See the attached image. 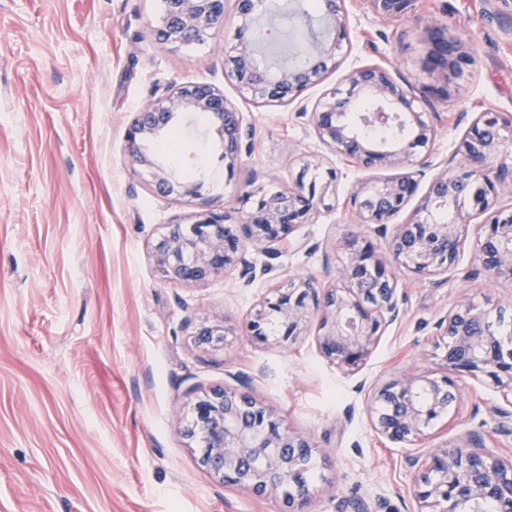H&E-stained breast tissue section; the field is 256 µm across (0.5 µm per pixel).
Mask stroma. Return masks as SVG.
<instances>
[{
	"instance_id": "obj_1",
	"label": "stroma",
	"mask_w": 512,
	"mask_h": 512,
	"mask_svg": "<svg viewBox=\"0 0 512 512\" xmlns=\"http://www.w3.org/2000/svg\"><path fill=\"white\" fill-rule=\"evenodd\" d=\"M307 0H265L259 30L289 33ZM414 11L453 25L477 64L448 100L432 101L433 162L455 149L481 113L512 116V0H415ZM162 0H0V512H288L282 496H257L219 482L182 435L196 392L253 379V394L284 426L319 450L307 512H347L364 500L376 512H417L418 470L408 463L470 432L512 458L502 431L501 393L462 378L460 398L419 441L378 435L367 412L374 387L404 375L440 376L434 324L462 302L512 317V280L488 277L474 260L484 215L472 214L457 265L421 279L392 266L401 314L356 374L323 356L317 322L297 342L252 341L244 324L273 288L292 277L339 283L345 235L384 252L385 238L350 202L363 171L316 137L308 112L359 67L387 68L421 87L425 55L410 18L376 15L347 0L344 58L292 104H257L224 76L238 26L224 0L223 28L176 45L151 34ZM206 83L242 112L253 136L226 170L214 120L184 114L180 177L204 170L202 195L157 194L132 165L128 132L137 109L168 86ZM334 169L338 205L298 226L278 259L249 247L256 278L230 271L201 284L164 281L151 242L172 222L228 212L244 221L242 190L291 187L304 161ZM227 327L223 347L193 342L204 325Z\"/></svg>"
}]
</instances>
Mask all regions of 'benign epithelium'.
Here are the masks:
<instances>
[{
	"instance_id": "benign-epithelium-1",
	"label": "benign epithelium",
	"mask_w": 512,
	"mask_h": 512,
	"mask_svg": "<svg viewBox=\"0 0 512 512\" xmlns=\"http://www.w3.org/2000/svg\"><path fill=\"white\" fill-rule=\"evenodd\" d=\"M380 16L412 15L418 38L427 45L422 69L435 78L414 90L393 79L380 66L352 71L342 87L323 94L310 120L316 136L337 156L362 169L395 167L403 173L379 184L361 183L351 193L361 223L385 226L408 204L417 178L425 177L418 158L431 154L436 132L424 119L418 102L446 100L458 82L477 63L473 46L437 19L412 13L414 0H366ZM163 16L151 29L160 41L185 43L199 39L224 22V0H163ZM240 21L237 42L225 55V74L241 95L255 102L291 104L303 90L323 82L340 64L345 39L346 0H322L325 33L311 46L302 63L272 75L257 62L254 31L261 0H236ZM187 112L208 113L219 122L224 162L233 169L242 140L251 126L224 94L208 84H188L166 91L137 113L129 130V155L144 169L162 195L200 193L203 183L188 184L165 167L150 151L170 123ZM390 125L389 140L365 135L368 127ZM512 154V120L485 112L459 142L442 170L429 178L428 189L410 218L398 224L387 248L393 260L419 277L444 273L457 261L462 224L469 210L488 213L475 244L482 270L512 279V216L492 210L503 181L504 158ZM306 162L296 188L283 195L254 198L243 224L246 239L261 244L276 257L288 245L294 228L311 223L323 209L336 204L337 175L307 180ZM449 210L454 219L440 220ZM244 239V240H246ZM226 223L225 214L203 213L190 224L164 225L151 253L160 276L169 282L198 284L237 269L256 276L246 258L245 243ZM349 254L342 288L322 290L310 278H295L279 286L251 316L249 335L262 344L284 345L302 335L308 318L320 316L316 342L321 353L347 372H357L382 330L400 314L397 288L386 263L374 246L358 234L344 239ZM437 346L443 348L448 374L408 376L384 383L374 393L368 412L374 428L393 442L420 439L448 414L459 398L453 376H486L503 391L512 406V338L496 333L485 313L468 303L436 323ZM226 327H201L194 342L202 349L224 343ZM236 388H213L195 397L182 429L184 437L201 445L199 462L222 482L257 495L281 494L293 512H305L312 487L306 480L316 451L304 436L284 427L281 420L251 395L252 378L234 375ZM418 512H477L490 502L495 512H512V458L484 447L478 433L458 444L437 449L422 464Z\"/></svg>"
}]
</instances>
